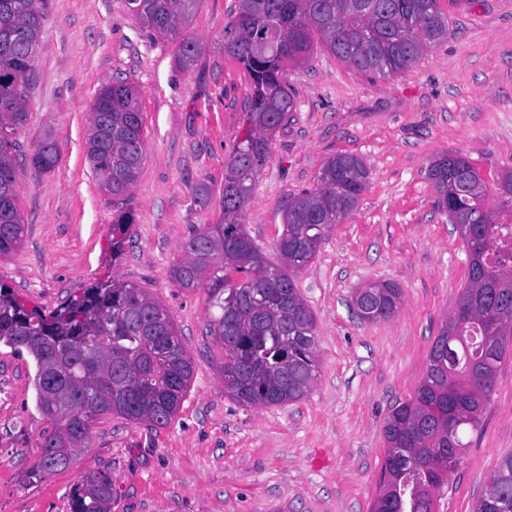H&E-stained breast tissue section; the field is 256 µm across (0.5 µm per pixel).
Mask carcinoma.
Instances as JSON below:
<instances>
[{
	"instance_id": "cac0c4a2",
	"label": "carcinoma",
	"mask_w": 512,
	"mask_h": 512,
	"mask_svg": "<svg viewBox=\"0 0 512 512\" xmlns=\"http://www.w3.org/2000/svg\"><path fill=\"white\" fill-rule=\"evenodd\" d=\"M132 15L153 36H180L196 0H128ZM48 0H0V257L21 246L23 218L17 208L23 162L12 135L27 120L37 82L36 56ZM323 39L327 51L354 70L389 77L409 69L424 51L448 38V15L438 0H238L224 27V55L241 64L251 84L244 104L245 136L226 164L222 217L193 232L185 259L171 270L180 288L196 287L211 270L224 289H212L221 314L210 333L224 346V390L245 407L280 406L302 399L319 364L314 313L301 297L295 273L315 257L325 229L348 218L365 191L368 170L356 156L329 159L315 191L294 197L283 213L279 262H269L242 226V212L255 178L270 154V137L295 110L286 88L288 66L303 64ZM200 45L181 36L177 65L188 70ZM143 112L136 89L117 80L101 89L91 106L87 158L101 188L124 197L146 157ZM49 171L59 151L46 138L28 158ZM428 178L436 205L455 197L456 227L481 215L484 224L467 248L468 278L458 303L472 310L469 321L448 320L436 336L426 371L412 398L393 406L384 425L387 443L377 499L385 512H430L468 443L466 429L480 427L495 386L496 371L512 342V261L492 262L497 225L484 208L490 185L470 160L441 156ZM132 214L112 224V254L131 237ZM379 308L372 320L397 311L401 289L385 283L372 290ZM0 341L28 352L35 362L37 407L54 428L40 443L28 479L68 468L91 423L102 415L165 427L178 414L190 387L193 362L177 324L144 290L116 280L85 290L56 313L28 310L0 284ZM112 478L88 475L72 501V512H111ZM474 512H512V455L499 465Z\"/></svg>"
}]
</instances>
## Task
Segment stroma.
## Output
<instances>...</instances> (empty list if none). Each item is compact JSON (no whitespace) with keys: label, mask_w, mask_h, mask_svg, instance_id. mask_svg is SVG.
Here are the masks:
<instances>
[{"label":"stroma","mask_w":512,"mask_h":512,"mask_svg":"<svg viewBox=\"0 0 512 512\" xmlns=\"http://www.w3.org/2000/svg\"><path fill=\"white\" fill-rule=\"evenodd\" d=\"M448 38L408 70L370 77L315 43L286 73L295 100L243 211L245 231L270 262L289 199L315 189L324 163L360 157L370 176L355 211L328 227L295 275L316 318L319 372L309 394L246 408L224 391V349L210 333L212 281L177 287L171 266L194 231L221 217L224 166L244 137L250 93L225 59L237 0H198L186 32L200 44L191 69L178 42L152 37L127 0H49L25 153L44 135L57 166H24L22 244L0 257V283L51 313L112 279L145 289L173 315L193 359L190 388L166 427L104 415L69 468L26 473L52 424L36 407L35 362L0 344V512H71L85 476L112 477V512H371L385 460V418L415 392L428 352L467 279V256L428 178L439 156L461 155L487 180L512 169V0H439ZM125 80L140 92L145 163L127 196L104 194L86 160L91 106ZM210 201L201 204L199 189ZM131 212L133 237L112 254V221ZM402 290L393 317L356 315L369 283ZM440 493L438 512H473L512 454V355L500 364L481 429Z\"/></svg>","instance_id":"35a3bbf8"}]
</instances>
